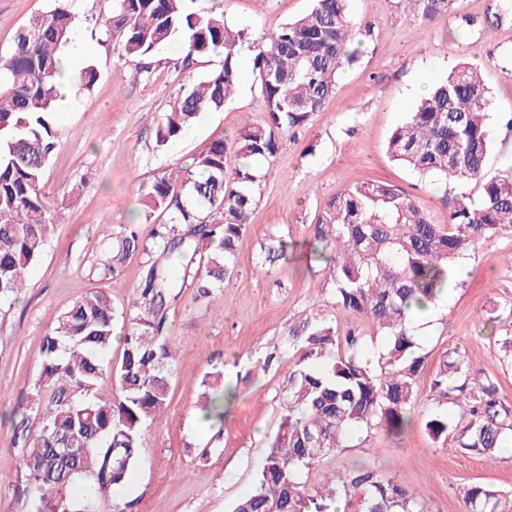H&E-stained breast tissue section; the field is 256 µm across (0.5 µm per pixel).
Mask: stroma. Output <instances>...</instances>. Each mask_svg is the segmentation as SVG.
Instances as JSON below:
<instances>
[{
	"mask_svg": "<svg viewBox=\"0 0 512 512\" xmlns=\"http://www.w3.org/2000/svg\"><path fill=\"white\" fill-rule=\"evenodd\" d=\"M492 2L458 0L456 13L419 21L403 0H351L353 17L363 26V54L342 72L322 110L283 137L223 292L198 302L187 287L169 303L167 336L176 351L169 404L142 438L140 460L127 479L131 490L120 499L128 512H230L254 488L280 423L288 378L305 363L293 330L315 310H322L338 336L354 333L362 352L383 350L386 338L371 321L337 306L325 265L313 256V226L324 205L351 183L384 181L417 197L430 221L444 224L456 198L480 194L478 184L447 186L389 158L387 141L414 103L404 88L429 86L462 61L483 67L492 91L494 140L487 172L512 170V18L484 26ZM53 4L0 0V53L10 50L16 31L33 15ZM68 5L88 34L77 64L93 65L99 78L57 106L59 147L43 180L53 231L22 293L0 304V512L30 509L18 494L24 481L19 438L40 427L34 383L55 319L95 290L117 312L133 316L143 255L130 257L114 275L103 273L102 262L126 225L146 234L162 223V215L145 214L141 187L166 169L189 166L212 142L233 138L245 119L266 118L253 83L252 46L307 12L311 0H216L225 21L249 36L240 53L241 83L224 111L201 114L162 149L154 137L158 113L190 82L219 69L221 57L202 55L186 68L168 45L154 54L148 71L130 74L120 47L97 25L111 0ZM464 15L479 21V28L461 29ZM273 239L287 242L288 256L268 264L262 248ZM510 250L512 237L479 242L459 261L458 285L413 322L423 358L416 377L422 393H429L444 356L459 350L473 384L493 381L499 399L512 407V366L500 363L497 343L512 336V268L505 260ZM216 371L234 392L219 432L201 422L199 409V382ZM435 406L418 404L400 437L375 431L348 439L344 449L305 471L307 487L320 485L326 473L364 465L395 478L426 502L428 512H465L460 490L466 485L512 493V457L492 462L453 438H433L425 421ZM436 407L454 422L462 415L452 399Z\"/></svg>",
	"mask_w": 512,
	"mask_h": 512,
	"instance_id": "35a3bbf8",
	"label": "stroma"
}]
</instances>
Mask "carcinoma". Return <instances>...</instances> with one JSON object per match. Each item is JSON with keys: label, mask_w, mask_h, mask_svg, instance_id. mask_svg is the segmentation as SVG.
Masks as SVG:
<instances>
[{"label": "carcinoma", "mask_w": 512, "mask_h": 512, "mask_svg": "<svg viewBox=\"0 0 512 512\" xmlns=\"http://www.w3.org/2000/svg\"><path fill=\"white\" fill-rule=\"evenodd\" d=\"M196 0H112L102 20L105 34L122 44L135 73L175 42L185 64L201 55L223 57L221 68L182 89L159 113L155 144L179 139L205 112H219L241 80L244 30L212 8L193 9ZM456 0H405L422 21L454 9ZM512 16V3L495 0L485 23ZM75 15L63 4L39 13L17 32L7 54L0 53V300L24 288L26 274L41 258L53 227L43 191L45 168L56 149L54 114L60 77L58 62L70 43ZM350 0H313L308 13L284 23L254 46L253 74L268 119L246 121L232 145L213 143L193 159L192 168H171L141 191L150 214L165 221L150 237L166 241L154 255L146 238L127 228L104 264L118 273L129 256H147L134 308L124 327L121 360L106 353L114 338L110 299L93 292L57 318L44 340L45 360L36 386L46 389L39 430L23 437L21 493L35 512H96L139 460L145 427L167 408L174 355L167 332V303L180 289L195 288L194 299L222 291L236 267V243L250 226L281 135L305 125L334 93L336 78L362 53ZM98 79L83 67L76 88ZM489 88L480 68L460 63L435 82L397 126L387 150L393 160L421 177L462 185L477 181L480 198L456 201L448 223L433 224L420 201L387 182L347 185L327 203L313 225V253L325 263L335 285L336 305L370 320L387 338L377 360L358 354L353 337L340 340L319 313L291 332L303 337L312 363L288 378L279 427L269 443L255 489L232 512H336L339 496L357 495L361 512H426L414 493L393 478L368 469L337 472L308 491L301 470L343 447L355 430L399 434L421 396L416 376L422 367L411 333V304L422 310L448 294L457 259L480 240L512 235V173L486 177L493 151L489 129ZM238 166L228 177V155ZM206 258L199 259V246ZM220 375L200 381L204 419L224 422ZM118 387V401L97 392ZM453 398L463 404L465 425L457 430L432 412L425 427L433 438L457 436L460 447L495 459L512 432V408L496 397L494 383L475 392L468 361L454 351L442 362L429 400ZM87 479L92 491L74 499L71 485ZM501 491L473 484L464 491L468 512H504Z\"/></svg>", "instance_id": "obj_1"}]
</instances>
